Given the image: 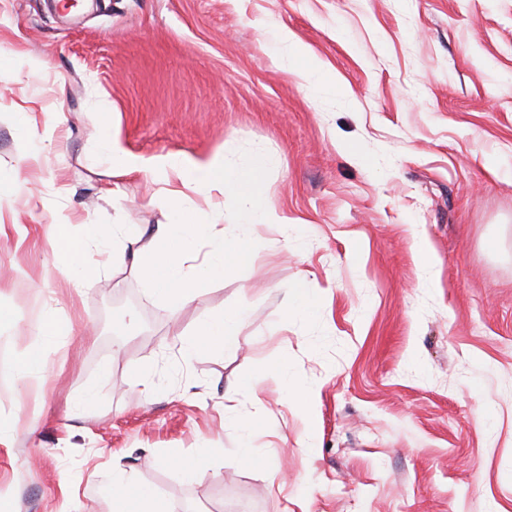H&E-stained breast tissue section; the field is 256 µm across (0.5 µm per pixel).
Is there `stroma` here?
<instances>
[{
	"instance_id": "35a3bbf8",
	"label": "stroma",
	"mask_w": 512,
	"mask_h": 512,
	"mask_svg": "<svg viewBox=\"0 0 512 512\" xmlns=\"http://www.w3.org/2000/svg\"><path fill=\"white\" fill-rule=\"evenodd\" d=\"M278 25L328 85L279 63ZM1 56L0 178L22 194L0 222L29 234L0 235V512H109L116 461L169 512H512V0H0ZM107 133L143 163L264 157L288 221L177 313L126 262L70 288L58 269L95 257L53 224L169 219L151 176L112 180ZM301 280L326 291L309 319L283 309ZM225 309L238 348L185 356L181 333ZM48 311L72 335L40 340ZM39 341L46 370L19 384ZM231 390L249 428L224 416ZM204 448L224 451L205 471L161 462Z\"/></svg>"
}]
</instances>
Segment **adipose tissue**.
<instances>
[{"label":"adipose tissue","instance_id":"obj_1","mask_svg":"<svg viewBox=\"0 0 512 512\" xmlns=\"http://www.w3.org/2000/svg\"><path fill=\"white\" fill-rule=\"evenodd\" d=\"M275 38L284 60L301 62L300 77L308 82L324 79L323 65L308 49L295 40L288 28H278ZM112 158V175L120 178L145 167L130 157L117 141H108ZM160 186L159 196L174 213L170 224L155 230L138 224H116L112 227V250L100 254L94 271L73 280L76 288L92 280L95 271L131 258L136 273L150 282L167 305L182 310L198 295L195 268L191 260L197 249H204L203 271L208 280H221L239 266L254 263L252 234L258 224H284L288 218L258 194L266 170L264 160L227 170L223 159L209 157L184 162L162 158L146 167ZM204 197L220 196L230 207L236 220L232 234H225L211 212L186 204L188 193ZM242 316L237 312H220L184 335L181 346L186 354L202 348L213 351L235 349L236 328ZM112 512H167L158 494L138 484L121 464L112 466Z\"/></svg>","mask_w":512,"mask_h":512}]
</instances>
